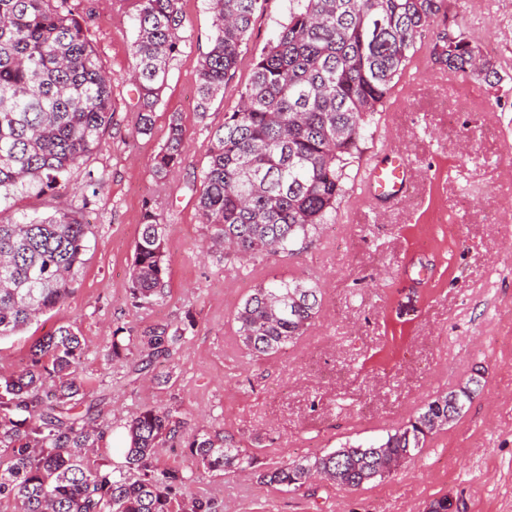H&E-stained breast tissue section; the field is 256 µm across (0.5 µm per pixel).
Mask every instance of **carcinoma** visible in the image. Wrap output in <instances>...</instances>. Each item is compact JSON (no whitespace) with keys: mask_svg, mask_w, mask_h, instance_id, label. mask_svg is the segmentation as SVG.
I'll list each match as a JSON object with an SVG mask.
<instances>
[{"mask_svg":"<svg viewBox=\"0 0 512 512\" xmlns=\"http://www.w3.org/2000/svg\"><path fill=\"white\" fill-rule=\"evenodd\" d=\"M214 34L199 62L197 111L205 118L224 96L253 15L265 0H208ZM288 18L256 59L236 110L209 138L197 207L224 262L292 257L336 219L349 171L364 153L368 127L421 45L449 71L490 88L503 81L496 62L460 28L424 42L440 0H289ZM131 44L138 118L135 136L152 135L153 114L179 52L181 0H134ZM112 76L73 13L70 0H0V338L25 330L63 304L83 269L90 225L72 211L12 214L20 197L69 188L84 169L91 197L101 178L88 167L112 126ZM182 116L152 162L168 180L184 149ZM165 224L145 204L129 288L140 307L167 295ZM322 305L313 280L272 279L239 306V340L253 357H271L304 335ZM187 327L160 323L136 338L133 369H151L186 342ZM82 336L62 325L31 347L21 371L0 376V498L18 512H221L188 492L196 472L158 464L156 449L182 443L181 413L154 406L126 424L120 466L92 464L101 438L97 404L87 401L79 371ZM481 386L476 373L429 400L415 416L367 447L348 445L300 457L259 474L262 482L299 490L313 476L360 487L390 475L429 438L465 412ZM457 409L448 413V397ZM380 448L374 454L369 448ZM189 448L208 472H247L257 458L232 437L193 435Z\"/></svg>","mask_w":512,"mask_h":512,"instance_id":"obj_1","label":"carcinoma"}]
</instances>
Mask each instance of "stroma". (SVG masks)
Segmentation results:
<instances>
[{
	"instance_id": "stroma-1",
	"label": "stroma",
	"mask_w": 512,
	"mask_h": 512,
	"mask_svg": "<svg viewBox=\"0 0 512 512\" xmlns=\"http://www.w3.org/2000/svg\"><path fill=\"white\" fill-rule=\"evenodd\" d=\"M73 3L115 77L112 126L89 162L103 189L86 215L89 249L71 296L0 339V375L19 372L35 340L72 326L84 340L80 371L100 401L105 434L90 461L120 464L107 436L124 437L126 420L155 406L182 411L183 436L222 432L272 467L379 441L478 372L482 386L463 416L388 477L357 488L318 479L292 491L244 473L202 471L191 490L221 500L223 512H427L443 496L460 512H512V0H450L436 23L467 30L495 57L505 76L499 87L439 68L422 49L407 66L416 75L411 89L370 128L368 151L385 144L409 163V193L395 202L354 201L298 256H267L246 270L209 247L194 188L208 164L209 136L237 107L255 60L288 17V0H265L233 80L203 118L195 91L212 14L207 0H182L180 51L153 132L138 138L125 81L136 35L132 0ZM174 112L185 126L182 164L162 184L152 159ZM85 192L77 171L68 190L16 207L75 211ZM147 202L165 222L170 283L163 300L136 308L130 266ZM275 277L317 281L322 305L295 343L252 358L235 315L253 288ZM165 322L186 326L185 344L151 371H131L136 337ZM116 337L130 348L114 359ZM166 372L169 382L158 384Z\"/></svg>"
}]
</instances>
